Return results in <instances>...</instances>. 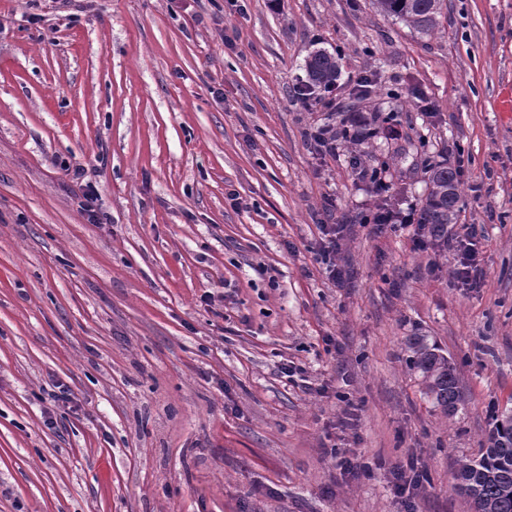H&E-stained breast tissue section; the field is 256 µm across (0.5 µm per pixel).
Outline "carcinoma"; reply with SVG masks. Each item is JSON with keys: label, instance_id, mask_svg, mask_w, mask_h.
I'll list each match as a JSON object with an SVG mask.
<instances>
[{"label": "carcinoma", "instance_id": "obj_1", "mask_svg": "<svg viewBox=\"0 0 512 512\" xmlns=\"http://www.w3.org/2000/svg\"><path fill=\"white\" fill-rule=\"evenodd\" d=\"M444 0H375L376 7L386 15L395 16L421 33H429L438 26ZM306 73L313 86H325L336 80V58L318 50L306 61ZM460 199L459 179L454 168L440 163L431 169L428 194L421 211L422 223L429 231L442 238L448 225L455 223ZM410 362L422 375L426 394L436 406L450 415L458 410L461 394L454 365L435 347L424 344L420 338L409 342ZM453 489L464 494V489L476 490L479 498L493 505V512H512V414L495 417L488 436V446L479 458L465 460L456 470Z\"/></svg>", "mask_w": 512, "mask_h": 512}]
</instances>
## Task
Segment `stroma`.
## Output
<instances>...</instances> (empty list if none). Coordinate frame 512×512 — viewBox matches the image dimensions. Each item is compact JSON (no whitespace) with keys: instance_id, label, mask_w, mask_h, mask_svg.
Returning a JSON list of instances; mask_svg holds the SVG:
<instances>
[{"instance_id":"35a3bbf8","label":"stroma","mask_w":512,"mask_h":512,"mask_svg":"<svg viewBox=\"0 0 512 512\" xmlns=\"http://www.w3.org/2000/svg\"><path fill=\"white\" fill-rule=\"evenodd\" d=\"M318 50L377 130L333 159L293 95ZM511 90L512 0H448L429 34L372 0H0V512H473L457 463L512 408ZM458 157L475 289L444 242L353 221L422 208ZM327 209L351 221L340 285ZM417 337L456 367L455 414ZM399 467L425 476L406 503ZM332 214H326L318 224L321 233L319 255L325 274L333 283L343 282V271L336 265V251L340 249V240L346 224H335ZM408 348L412 353L410 362L426 384V394L444 413H455L462 399L454 365L437 348L424 344L423 339L414 338Z\"/></svg>"}]
</instances>
